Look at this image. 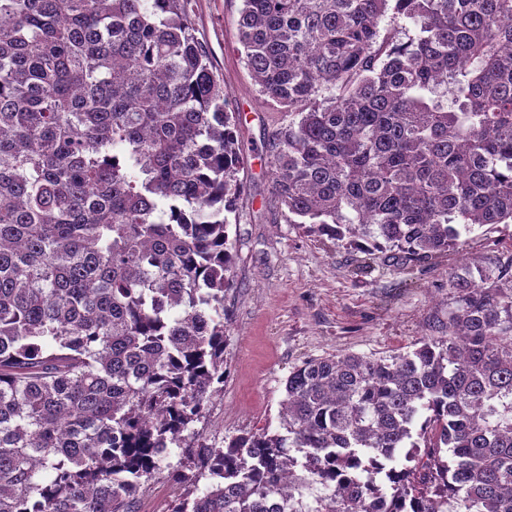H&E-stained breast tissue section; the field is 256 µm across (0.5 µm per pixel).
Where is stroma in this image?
<instances>
[{
  "label": "stroma",
  "instance_id": "obj_1",
  "mask_svg": "<svg viewBox=\"0 0 512 512\" xmlns=\"http://www.w3.org/2000/svg\"><path fill=\"white\" fill-rule=\"evenodd\" d=\"M242 0H191L196 34L229 94L246 162L245 185L230 238L237 255L225 304L224 393L195 428L221 448L246 432L279 424L288 376L310 358L357 353L382 356L440 335L451 296L448 269L490 266L512 251V224L463 234V251L402 264L396 252L367 255L288 223L271 189L266 142L287 124L254 84L238 41Z\"/></svg>",
  "mask_w": 512,
  "mask_h": 512
}]
</instances>
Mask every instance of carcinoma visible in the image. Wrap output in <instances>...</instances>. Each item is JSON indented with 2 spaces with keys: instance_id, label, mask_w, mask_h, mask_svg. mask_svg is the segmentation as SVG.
<instances>
[{
  "instance_id": "obj_1",
  "label": "carcinoma",
  "mask_w": 512,
  "mask_h": 512,
  "mask_svg": "<svg viewBox=\"0 0 512 512\" xmlns=\"http://www.w3.org/2000/svg\"><path fill=\"white\" fill-rule=\"evenodd\" d=\"M242 2L288 223L410 262L512 224V0ZM227 96L190 0H0V512H138L164 467L170 512H512V253L448 272L445 335L306 360L278 431L192 443L224 391Z\"/></svg>"
}]
</instances>
